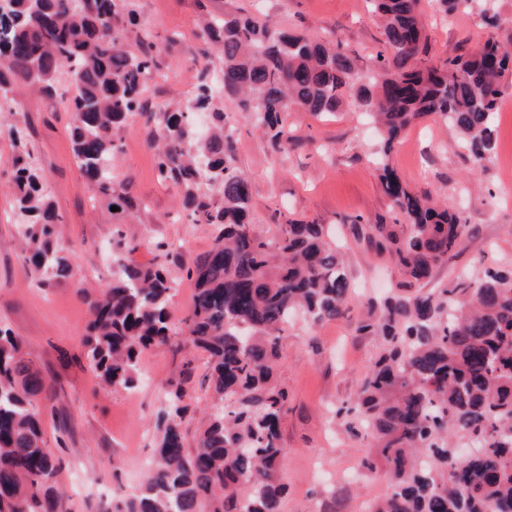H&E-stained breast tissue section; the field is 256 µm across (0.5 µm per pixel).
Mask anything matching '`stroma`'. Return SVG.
I'll use <instances>...</instances> for the list:
<instances>
[{"label":"stroma","instance_id":"stroma-1","mask_svg":"<svg viewBox=\"0 0 512 512\" xmlns=\"http://www.w3.org/2000/svg\"><path fill=\"white\" fill-rule=\"evenodd\" d=\"M137 7L127 41L150 35L159 69L174 75L168 82L146 84L143 97L156 107L184 108L198 84L219 73L220 55L206 67L198 60L202 21L209 14L267 16L280 28L316 40H343L361 67L381 47L380 28L364 0H138ZM421 8L432 60L469 52L483 40V9L512 21V0H476L469 14L449 18L430 0H422ZM7 97L10 109L0 113V125L27 133L62 217L58 242L77 275L40 285L29 274L28 241L11 187L16 151L0 134V325L21 339L45 381L37 401L44 441L62 464L56 486L68 497L71 512H112L141 480L167 386L181 378L188 353L168 346L148 350L141 357L148 378L138 388L110 392L101 387L83 338L91 318L86 299L111 286L109 258L121 251L112 237V214L79 171L70 113L28 84H15ZM222 109L236 127V165L251 185L255 231L272 235L288 216L332 225L355 284L344 316L313 326L294 320L281 339L278 379L291 394L281 425L284 457L276 473L287 486L281 512H370L389 489L387 467L371 439L348 431L333 412L353 395L378 350L377 338L358 335L356 327L399 280L391 263L355 240L342 223L347 216L390 214L372 164L379 136L352 102L320 116L294 110L287 120L292 139L286 150L274 153L232 99H224ZM119 139L114 173L139 205L122 231L140 241L134 259L142 263L154 259L155 242L182 244L180 258H168L165 266L178 281L171 308L183 315L195 285L183 278L180 262L208 250L213 233L181 220L179 190L157 177L149 127L133 121ZM390 163L412 191L459 205L467 220L468 235L436 269L434 283L453 284L458 273L481 264L512 268V205L492 206L508 174L497 160L486 162L475 182L466 184L472 164L456 129L428 119L395 143Z\"/></svg>","mask_w":512,"mask_h":512}]
</instances>
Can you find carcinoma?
<instances>
[{
  "mask_svg": "<svg viewBox=\"0 0 512 512\" xmlns=\"http://www.w3.org/2000/svg\"><path fill=\"white\" fill-rule=\"evenodd\" d=\"M0 7V93L24 82L50 93L74 85L73 152L81 174L112 216L136 204L112 175L117 131L131 116L153 127L156 169L183 194L191 224L213 227L209 251L181 263L195 281L193 309L170 310L175 281L161 265L122 259L112 287L89 301L86 357L104 385L133 390L140 354L186 344L207 355L205 389L223 403L196 446L188 447L194 359L169 385L156 426L154 461L138 492L115 512H280L285 484L281 421L288 390L276 380L280 335L301 312L313 323L343 313L352 292L329 228L288 220L268 238L251 222L248 180L236 167L230 121L204 80L184 110H150L143 100L155 69L153 45L133 48L124 23L134 0H8ZM382 21V49L363 71L342 43L326 45L267 20L226 14L204 23L219 47L222 93L235 97L273 152L290 141L285 115L338 112L348 99L383 131L377 171L403 223L351 221L352 235L397 267L400 282L358 332L382 348L354 397L353 417L387 464L389 492L372 512H512V270L486 269L450 288L424 290L466 232L463 213L412 192L389 164L411 125L439 117L462 136L481 170L496 147V108L512 91V33L483 16L487 35L467 55L427 63L420 0H367ZM18 151L15 209L26 225L29 272L70 279L74 268L56 238L59 213L24 133L8 130ZM43 379L12 330L0 326V512H69L56 488L61 462L44 448L37 398ZM426 457L429 463L421 458Z\"/></svg>",
  "mask_w": 512,
  "mask_h": 512,
  "instance_id": "carcinoma-1",
  "label": "carcinoma"
}]
</instances>
